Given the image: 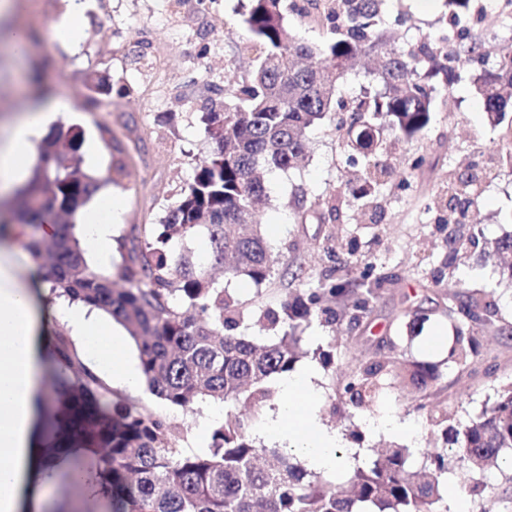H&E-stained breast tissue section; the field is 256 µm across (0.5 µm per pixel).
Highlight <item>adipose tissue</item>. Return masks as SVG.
Masks as SVG:
<instances>
[{
	"label": "adipose tissue",
	"instance_id": "ef3b65f1",
	"mask_svg": "<svg viewBox=\"0 0 512 512\" xmlns=\"http://www.w3.org/2000/svg\"><path fill=\"white\" fill-rule=\"evenodd\" d=\"M58 103L27 109L9 123L0 147V194L9 193L26 171L36 142L49 132ZM51 314L61 316L82 346L95 356L100 371L113 385L130 390L143 379L126 353L122 330L96 310L81 303L57 302ZM49 343L31 293L21 288L8 245H0V512H45L46 491L59 471L71 470L74 449L55 455L53 469L39 467L33 439L35 404L39 396L41 351ZM315 373L303 370L282 377L281 401L272 412L267 433L313 470H335L339 437L324 428L313 412L317 399Z\"/></svg>",
	"mask_w": 512,
	"mask_h": 512
}]
</instances>
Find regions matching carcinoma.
Returning a JSON list of instances; mask_svg holds the SVG:
<instances>
[{
  "label": "carcinoma",
  "instance_id": "carcinoma-1",
  "mask_svg": "<svg viewBox=\"0 0 512 512\" xmlns=\"http://www.w3.org/2000/svg\"><path fill=\"white\" fill-rule=\"evenodd\" d=\"M385 0H248L243 25L259 45V65L236 87H216L219 98L204 103L207 137L215 144L178 198L157 224L141 229L143 240L131 246L119 268L125 288L112 276L89 268L75 225L52 217L74 216L105 183L124 173L118 163L107 177L87 172L80 149L83 131L54 127L41 141L39 164L16 191L0 220L31 253L58 296L97 308L121 324L134 342L149 392L174 408L187 409L204 399L241 403L250 413H228L211 433L203 453L183 448L184 437L149 405L115 393L88 368L64 335L51 341L55 372L50 394L37 401L38 425L46 458L56 448H83L93 458L96 480L112 498V512H444L443 477L448 449L438 448L420 467L416 451L389 447L356 466L349 489L308 470L275 450L260 448L252 436L260 410L276 395L273 379L293 371L303 334L312 323L332 324L336 316L349 326L366 319L382 277L331 275L286 298L280 308L248 310L210 270L224 268L227 279L256 285L269 280L282 255L269 247L254 215L269 204L262 171H290L306 159L307 132L333 113L344 149L363 157L360 175L345 192L357 200L380 195L388 168L380 131L398 140L416 138L431 122L440 76L452 88L471 80L483 101L489 124L507 122L512 110V41L503 43L496 63L486 64L482 45L462 21L472 0H446L454 28L434 40L392 44L384 27ZM325 28L321 43L301 39L286 10ZM381 54L375 71L379 91L349 103L338 84L362 55ZM495 166L512 170V126ZM52 223L50 234L43 226ZM204 236L201 252L186 242ZM488 254L501 262L502 279L512 283V232L491 242ZM487 308L492 322L472 323L457 310ZM459 320L448 346V364L461 370L480 356V337L502 333L497 307L469 293L448 307ZM264 340L245 333L248 327ZM391 374L404 388L425 393L438 381L440 365L378 357L359 366L344 382L348 401L360 408L380 395V379ZM447 444L465 469L483 474L512 451V386L497 391L475 418L447 429ZM462 490L478 512H491L494 491L479 478Z\"/></svg>",
  "mask_w": 512,
  "mask_h": 512
}]
</instances>
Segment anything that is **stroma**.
Here are the masks:
<instances>
[{"mask_svg":"<svg viewBox=\"0 0 512 512\" xmlns=\"http://www.w3.org/2000/svg\"><path fill=\"white\" fill-rule=\"evenodd\" d=\"M85 2L84 40L74 52L50 36L64 12L58 0H12L8 22L27 32L30 46L21 59L0 47V142L7 137L8 120L24 112L40 82L64 104L56 124L79 126L85 139L98 142L99 160L87 164V171L103 177L113 163L125 162L119 184L103 187L107 193L119 192L123 200V221L114 234L112 265L117 268L132 237L142 225L158 222L211 150L201 120L208 85L247 80L261 50L241 24L246 0H207L204 10L200 0H185L178 7L170 0ZM385 12L401 43L435 39L450 20L444 0H431L425 9L417 0H388ZM91 71L109 75L113 87L124 88V96L109 99L90 91L86 75ZM103 126L111 129V140L101 139ZM308 137L310 157L304 167L265 173L270 201L259 220L270 246L283 252V265L262 285L237 279L228 288L247 308L263 310L313 285L339 260L349 261L357 272L370 266L388 275L359 327L315 323L306 330L304 348L336 345L335 367L316 371V416L340 435L341 452L350 464L396 441L394 433L369 430L370 421L383 417L413 426L409 444L418 456H426L443 444L442 430L431 425L428 412L447 414L454 422L466 420L481 412L495 390L512 384V333L483 337L481 359L465 371L445 365L444 353L429 346L435 336H452L449 301L464 291L491 294L500 318L512 325V288L501 283L484 246L449 267L448 214L434 205L436 198L447 196L449 180L469 172L470 162L476 161L486 171L466 223L480 225L488 240L512 230V171L487 165L502 132L488 125L482 100L469 82L450 91L439 89L432 122L419 139L398 141L384 133V157L391 170L370 226L357 222V205L341 188L350 166L334 124L313 127ZM300 193L305 196L301 205L296 202ZM330 235L336 238L332 261L322 250ZM415 308L428 311L430 318L414 333L407 313ZM387 340L394 355L442 363L440 380L421 396L387 375L376 402L352 408L345 402L342 381L359 364L383 353ZM130 397L149 403L182 431L188 450L209 447L218 422L213 403L200 401L183 411L143 388ZM422 402L427 412L418 411ZM354 429L361 431L362 441L350 438Z\"/></svg>","mask_w":512,"mask_h":512,"instance_id":"obj_1","label":"stroma"}]
</instances>
